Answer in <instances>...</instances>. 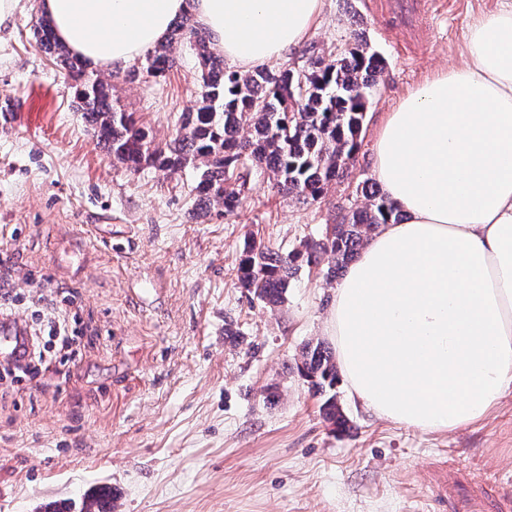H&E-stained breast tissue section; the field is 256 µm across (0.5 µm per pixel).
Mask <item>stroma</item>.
<instances>
[{
	"label": "stroma",
	"instance_id": "35a3bbf8",
	"mask_svg": "<svg viewBox=\"0 0 512 512\" xmlns=\"http://www.w3.org/2000/svg\"><path fill=\"white\" fill-rule=\"evenodd\" d=\"M369 2L323 0L288 53L300 66L312 46L344 53L358 28L384 59L352 177L313 202L258 174L230 217L197 200L193 169L133 173L107 156L74 81L34 36L39 0H15L0 26V106L12 107L0 117V265L14 269V316L33 325L31 295L54 291L83 337L67 371L50 351L37 379L0 381V512L57 501L79 512L98 491L112 512H464L476 500L501 512L512 499V393L482 421L434 434L375 417L339 382L349 423L337 429L297 369L303 344L330 339L335 282L301 271L272 309L237 281L246 244L288 251L340 222L374 175L387 112L458 64L470 18L500 4L450 0L424 49L383 30ZM173 55L160 78L142 57L96 72L158 143L198 100L195 50L182 42ZM443 476L445 503L431 489Z\"/></svg>",
	"mask_w": 512,
	"mask_h": 512
}]
</instances>
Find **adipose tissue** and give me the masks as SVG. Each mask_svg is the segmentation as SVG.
I'll return each mask as SVG.
<instances>
[{
  "mask_svg": "<svg viewBox=\"0 0 512 512\" xmlns=\"http://www.w3.org/2000/svg\"><path fill=\"white\" fill-rule=\"evenodd\" d=\"M322 0H41L92 69L127 65L187 15L241 72L298 47ZM460 64L388 112L374 172L403 218L338 283L328 322L342 383L378 418L450 433L512 391V0L474 17Z\"/></svg>",
  "mask_w": 512,
  "mask_h": 512,
  "instance_id": "1",
  "label": "adipose tissue"
}]
</instances>
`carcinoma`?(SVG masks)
<instances>
[{"mask_svg": "<svg viewBox=\"0 0 512 512\" xmlns=\"http://www.w3.org/2000/svg\"><path fill=\"white\" fill-rule=\"evenodd\" d=\"M36 36L79 82L80 108L113 160L134 171L145 164L175 172L192 164L200 169L197 196L222 203L226 216L238 214L241 190L255 172L269 174L279 190L313 201L348 176L361 148L369 104L361 93H370L385 71L383 58L357 29L348 33L351 48L345 54L327 61L314 52L316 63L307 69L286 60L251 73L228 70L211 50L207 32L185 18L148 56V73L161 76L175 64L173 45L187 41L201 69L196 108L182 113L177 135L162 145L149 139L134 113L118 106L112 84L87 75L81 60L65 52L49 22L39 20ZM356 193L364 205L349 211L321 239L288 252L254 242L246 246L237 269L240 287L275 307L284 303L298 272L319 266L326 257L331 259L327 275L342 276L381 225L402 218L399 207L373 181L363 180ZM300 362L298 369L311 390L324 398L322 413L346 426L335 395L328 394L337 379L332 351L321 342L307 343Z\"/></svg>", "mask_w": 512, "mask_h": 512, "instance_id": "obj_1", "label": "carcinoma"}]
</instances>
